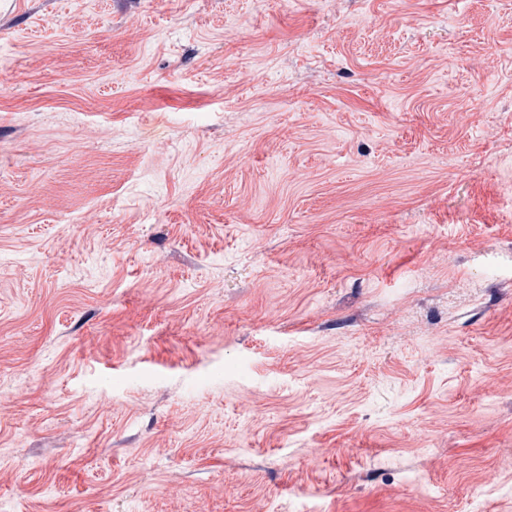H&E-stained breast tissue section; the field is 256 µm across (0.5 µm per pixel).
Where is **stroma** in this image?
Masks as SVG:
<instances>
[{"mask_svg": "<svg viewBox=\"0 0 512 512\" xmlns=\"http://www.w3.org/2000/svg\"><path fill=\"white\" fill-rule=\"evenodd\" d=\"M0 512H512V0H0Z\"/></svg>", "mask_w": 512, "mask_h": 512, "instance_id": "35a3bbf8", "label": "stroma"}]
</instances>
